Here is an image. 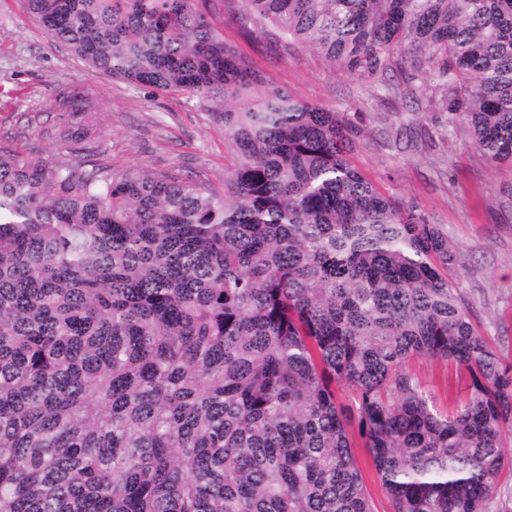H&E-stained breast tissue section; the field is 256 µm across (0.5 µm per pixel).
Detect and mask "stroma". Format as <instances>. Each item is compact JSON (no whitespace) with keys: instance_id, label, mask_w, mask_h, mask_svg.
<instances>
[{"instance_id":"35a3bbf8","label":"stroma","mask_w":512,"mask_h":512,"mask_svg":"<svg viewBox=\"0 0 512 512\" xmlns=\"http://www.w3.org/2000/svg\"><path fill=\"white\" fill-rule=\"evenodd\" d=\"M194 6L270 85L344 113L359 132L353 163L381 191L417 204L447 233L458 257L451 276L469 317L512 363V163L488 162L427 96L376 100L371 77L345 74L285 42L270 24L248 20L238 0H195ZM66 86L89 95L98 163L116 172L173 169L223 183L232 156L207 112L182 94L152 93L87 66L48 36L24 0H0V140L51 159L64 155L46 131L56 118L55 93ZM409 369L440 411L466 399L470 380L455 363L420 357Z\"/></svg>"}]
</instances>
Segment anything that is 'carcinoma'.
I'll list each match as a JSON object with an SVG mask.
<instances>
[{"instance_id": "1", "label": "carcinoma", "mask_w": 512, "mask_h": 512, "mask_svg": "<svg viewBox=\"0 0 512 512\" xmlns=\"http://www.w3.org/2000/svg\"><path fill=\"white\" fill-rule=\"evenodd\" d=\"M49 37L207 107L224 184L86 168L59 89L50 160L0 144V512H489L512 461V363L448 277V235L350 159L345 116L269 86L193 0H26ZM290 43L512 162V0H243ZM452 360L441 413L408 370ZM356 392L355 407L336 387ZM409 369L440 411L450 412L466 399L470 380L466 370L455 363L420 357L411 361ZM353 451L359 462L363 480L372 500L374 511L390 512L389 502L382 489L380 478L372 465L368 449L364 448L363 442L358 436L357 431L354 432Z\"/></svg>"}]
</instances>
